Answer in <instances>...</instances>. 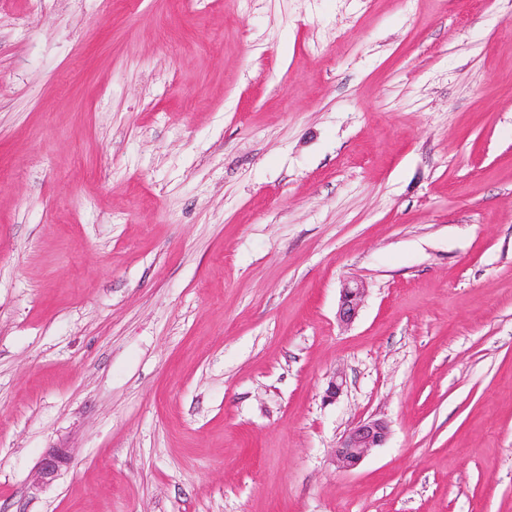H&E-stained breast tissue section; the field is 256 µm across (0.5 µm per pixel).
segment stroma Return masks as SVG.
Here are the masks:
<instances>
[{
	"instance_id": "1",
	"label": "stroma",
	"mask_w": 512,
	"mask_h": 512,
	"mask_svg": "<svg viewBox=\"0 0 512 512\" xmlns=\"http://www.w3.org/2000/svg\"><path fill=\"white\" fill-rule=\"evenodd\" d=\"M0 512H512V0H0ZM365 295V288L359 283L345 284L341 289V297L337 316L342 324L349 325L357 318ZM389 426L382 419L361 421L351 428L334 450L336 464L343 469L357 468L368 453L387 440Z\"/></svg>"
}]
</instances>
